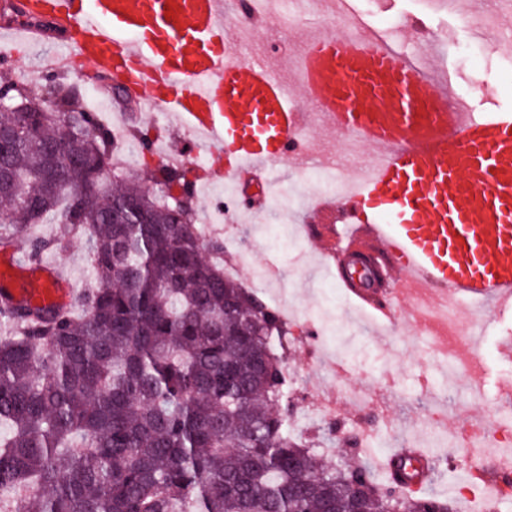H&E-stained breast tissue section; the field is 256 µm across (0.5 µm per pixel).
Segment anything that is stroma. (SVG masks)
Wrapping results in <instances>:
<instances>
[{"label": "stroma", "mask_w": 512, "mask_h": 512, "mask_svg": "<svg viewBox=\"0 0 512 512\" xmlns=\"http://www.w3.org/2000/svg\"><path fill=\"white\" fill-rule=\"evenodd\" d=\"M352 15L361 23L362 33L379 34L405 55L419 56L421 41L412 27L420 19L436 46L433 55L444 69L456 92L477 113L512 111V32L506 21L496 22L492 35L474 38L460 13L448 10L438 0H349ZM323 18L308 13L305 25L282 33L278 14L267 16L260 38L250 49L234 40L224 43L227 54L240 57L266 56L281 77H289V51H300L308 30H320ZM56 42L44 39L39 47L19 43L10 47L13 60L5 71L9 80H24L46 71L66 75L80 84L93 111H119L118 105L91 80L89 67L63 65L56 55ZM123 129L133 127L150 132L163 152L191 139L192 134L172 119L156 121L146 114L144 104L134 111L119 112ZM194 170L198 200L195 220L206 223L210 213L226 208L227 240L248 243L256 263L271 270L272 283L262 295L272 308L287 307L288 397L294 417L300 418L301 440L320 448L322 462L351 463L366 459L367 439L379 434L395 443L400 434L423 436L433 448V462L444 475L430 485L431 493L452 499L453 488L470 477L465 467L463 434L498 404L499 377L512 374V360L499 357L496 345L501 337L512 336V312L490 317L484 327L481 365L470 373H458L451 360L426 354L414 332L402 329L385 334L369 313L351 301L336 286L335 271L321 264L318 232L324 218L318 202L335 198L337 208H346L334 189L318 183L305 166L283 160L272 167L266 180L247 178L226 181L225 159L206 148H198L189 159ZM342 354L352 368L353 385L366 388L387 385V399L374 407H360L348 399L336 406V416L327 420L311 415L321 386L330 385L331 374L320 361L329 353ZM428 376L454 398L428 416L416 403L414 389L421 376ZM479 380L482 394H473L470 380Z\"/></svg>", "instance_id": "35a3bbf8"}]
</instances>
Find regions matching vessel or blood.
<instances>
[{"label": "vessel or blood", "instance_id": "vessel-or-blood-1", "mask_svg": "<svg viewBox=\"0 0 512 512\" xmlns=\"http://www.w3.org/2000/svg\"><path fill=\"white\" fill-rule=\"evenodd\" d=\"M30 9L66 17L59 44L74 59L112 76L154 112L189 129L197 144L232 153L236 173L283 159L311 160L300 138L311 123L346 131L370 147L374 164L347 196L366 205L325 226V253L343 241L379 260L381 295L345 268L336 277L392 328L409 319L404 302L425 298L471 304L463 316L470 347L482 351L477 316L512 311V113L481 115L378 38L320 35L293 63L314 105L298 112L287 85L264 60L224 52L223 0H28ZM15 302L71 310L59 266L12 249L0 266V294ZM487 488L512 481V451L488 456Z\"/></svg>", "mask_w": 512, "mask_h": 512}]
</instances>
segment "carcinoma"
Instances as JSON below:
<instances>
[{"label": "carcinoma", "mask_w": 512, "mask_h": 512, "mask_svg": "<svg viewBox=\"0 0 512 512\" xmlns=\"http://www.w3.org/2000/svg\"><path fill=\"white\" fill-rule=\"evenodd\" d=\"M7 20L66 32L20 8ZM1 97L47 102L0 111L14 175L0 243L39 258L86 236L96 287L79 316L0 299V325L25 326L0 338V493L30 490L23 512H453L430 493L390 499V478L319 465L294 437L288 329L224 275L185 165L114 172L112 130L59 73L6 80ZM63 138L69 153L51 155ZM103 197L150 223H113ZM46 223L54 236L29 233Z\"/></svg>", "instance_id": "obj_1"}]
</instances>
